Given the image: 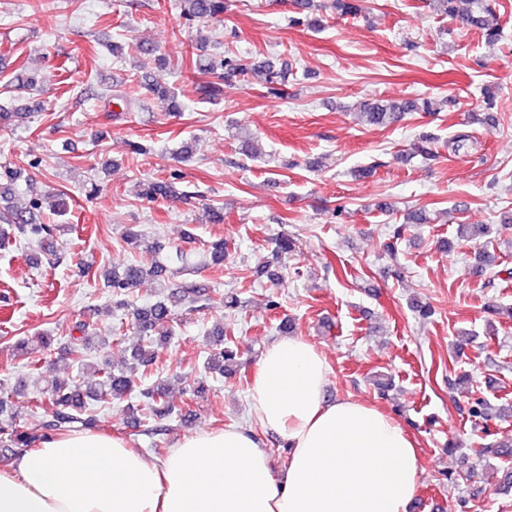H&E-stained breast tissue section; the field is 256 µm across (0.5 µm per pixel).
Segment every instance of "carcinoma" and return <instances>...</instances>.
Instances as JSON below:
<instances>
[{
    "instance_id": "carcinoma-1",
    "label": "carcinoma",
    "mask_w": 512,
    "mask_h": 512,
    "mask_svg": "<svg viewBox=\"0 0 512 512\" xmlns=\"http://www.w3.org/2000/svg\"><path fill=\"white\" fill-rule=\"evenodd\" d=\"M188 4L184 15L203 23L221 20L225 10V0H182ZM434 8L450 19L457 20L465 27L477 30L485 41L494 43L501 37V28L497 14L489 0H433ZM251 74L259 77L264 84H278L286 80L288 68L280 70L273 66H259L252 69L244 67L237 60L229 58L224 61V75L217 82H207L198 86L199 93L207 98H216L223 93L222 83L231 82ZM151 92L165 111L176 113L181 104L177 97L166 91L151 87ZM485 106L476 115V120L488 128L498 124L497 115L493 110V92L485 90ZM437 103L431 99L417 100H384L374 99L363 105L362 115L371 126L383 127L399 121L404 113L413 111L435 112ZM437 138L425 134L419 138L417 152L426 160L437 156L435 143ZM22 177L18 169L5 167L0 171V244H7L12 238H25L34 243L39 254L48 264L57 259V245L61 233L68 230L64 224H50L43 218L41 209L43 201L36 197L23 208L12 209L6 206L14 194L13 185ZM140 196L146 199H167L172 197L187 198L189 194L177 189L175 182L168 180L148 181L143 184ZM429 218L423 210H410L403 223L391 229L384 248L387 252L395 253L397 243L401 239L408 224H427ZM458 233L462 237L483 238L492 233L487 224H461ZM228 250L224 239L219 238L210 242L202 256L197 260L191 259L180 249H175V255L166 263L156 258L150 265L128 261L112 266L104 273V287L112 293L115 307L124 308L129 305L128 298L133 289L140 286L143 279L152 277L164 281L162 287L167 293L154 303L137 308L133 312L134 334L139 336L140 344L132 353V358L139 365L148 367L154 364L159 356V348L171 339L172 332L166 330V325L173 319L172 310L182 306L188 311H199L211 308L216 304L226 310L240 307L238 294L228 292L219 298L204 297L202 287L193 280L183 279L177 282L169 281V276L184 271L204 268L206 266L220 267L224 265V257ZM79 335L69 337L70 353L80 365V369L88 366L86 351L94 344L106 346L109 337L97 335L94 325L84 322L77 326ZM217 348L210 352L205 359V369L210 374L224 375L228 366L238 357V351L233 348L234 340L222 331ZM55 338L42 334L32 338H19L11 346L12 355L21 357L29 354L31 346L44 349L51 347ZM51 396L47 398L33 397L29 400L28 416L18 414L14 409L13 399L25 394L26 384L19 381L9 385L8 380H0V446L3 448H29L36 442L69 431H93L98 427L95 414L88 411V401L95 402L99 407H107L114 401L128 398L137 393L139 410L151 423V432L163 430L164 425L181 414L159 387L136 389V380L132 371L106 368H96L93 380L87 384L71 377H53L47 380ZM468 415L471 422L485 423L492 418L506 420L512 418V405L509 407L492 406L489 400L476 397L470 403ZM481 458L512 457V442L490 441L483 443L478 450Z\"/></svg>"
}]
</instances>
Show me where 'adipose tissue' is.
<instances>
[{"label":"adipose tissue","instance_id":"adipose-tissue-1","mask_svg":"<svg viewBox=\"0 0 512 512\" xmlns=\"http://www.w3.org/2000/svg\"><path fill=\"white\" fill-rule=\"evenodd\" d=\"M328 363L300 336L262 354L251 411L287 450L248 429L182 437L150 460L120 436L58 434L0 469V512H409L419 455L376 406L328 400Z\"/></svg>","mask_w":512,"mask_h":512}]
</instances>
